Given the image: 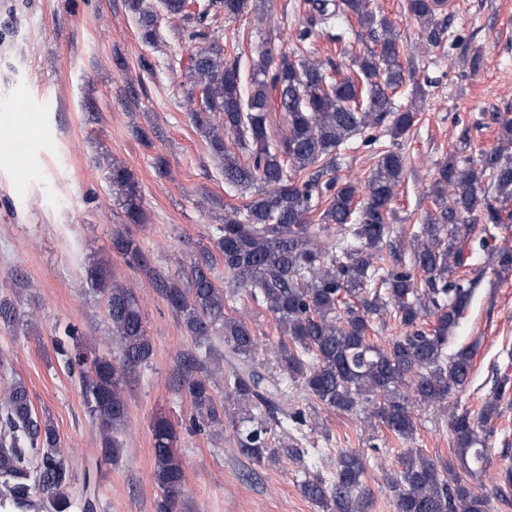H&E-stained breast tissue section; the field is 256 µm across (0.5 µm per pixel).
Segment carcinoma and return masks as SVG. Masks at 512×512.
Returning <instances> with one entry per match:
<instances>
[{
    "label": "carcinoma",
    "instance_id": "1",
    "mask_svg": "<svg viewBox=\"0 0 512 512\" xmlns=\"http://www.w3.org/2000/svg\"><path fill=\"white\" fill-rule=\"evenodd\" d=\"M126 2L138 16L142 40L154 43L158 14L143 8V0ZM246 4L200 0L193 11L190 0H161L167 17L198 24L221 13L236 17ZM305 4L308 26L297 32L292 54L262 52L246 92L239 57L224 60V50L216 44L191 56L190 69L203 103L190 113L191 120L219 160L224 184L239 191L242 202L224 204V223L212 225L209 243L191 252L186 277H173L151 265L128 233L112 238L113 250L149 278L195 340V349L182 353L179 361V383L190 405L189 430L203 434L229 424L240 453L258 465L278 453L271 434L288 426V418L277 417L287 389L255 365L259 339L248 320L232 312L239 291L274 316L281 331L275 354L288 376L303 378L322 404L341 412L384 394L390 401L378 408L377 416L392 433L409 439L415 423L404 401L413 396L421 403H441L467 384L472 371L471 348L447 353L450 335L463 319L474 288L472 280L452 278L454 270L468 265L464 243L480 222L512 223V152H507L512 149V118L499 117V145L479 152L476 159L461 155L458 148L440 163L429 190L436 216L410 237L413 262L406 265L402 253L407 244L391 240L390 227V204L406 168L404 153L380 152L376 170L365 181L362 203L356 200L357 184H340L336 177L341 151L353 146L352 138L362 135L364 144H375L379 136L367 130L387 119L394 139L414 126L417 113L399 112L393 102L406 82L397 35L370 0ZM446 7L447 0H407V12L421 24L431 45L440 42L447 28ZM338 16L348 25L334 34L330 22ZM319 24L334 42L351 33L364 45L349 74L340 76L331 60L308 58ZM273 92L288 120V135L276 143L266 131ZM226 134L247 149L245 160L225 150ZM110 176L123 197L129 223H142L139 181L122 165L112 166ZM486 181L495 192L492 198L483 188ZM257 183L262 188L247 195ZM385 248L392 265L378 267L376 260ZM491 259L496 273L512 271V246L492 248ZM220 263L229 288L214 280ZM85 277L89 292L101 296L118 353L89 355L74 324L50 341L69 373L78 376L86 411L99 433L100 454L112 463L121 452L114 433L128 417L124 386L131 373L151 362L154 350L133 290L112 283L111 271L101 264L88 267ZM389 309L404 335L378 346L369 340V331L373 319ZM430 316L435 323L427 329L422 321ZM22 322L17 303L0 296V326ZM215 338L231 359L225 398L262 411L267 419L250 411L224 420V402L216 399L210 378L202 374L200 359L212 350ZM510 395L512 382L505 378L478 415L451 414L454 460L436 462L419 449L401 456V470L389 480L396 512H489L488 497L474 492L456 468L473 474L485 467L484 441L477 428L490 426L499 415V403ZM152 439L161 493L158 512H186L176 425L156 416ZM58 444L52 419L35 412L22 380H12L0 403V496L17 512H68L73 475ZM363 471L358 454L343 452L332 484L307 479L301 490L324 512H352Z\"/></svg>",
    "mask_w": 512,
    "mask_h": 512
}]
</instances>
